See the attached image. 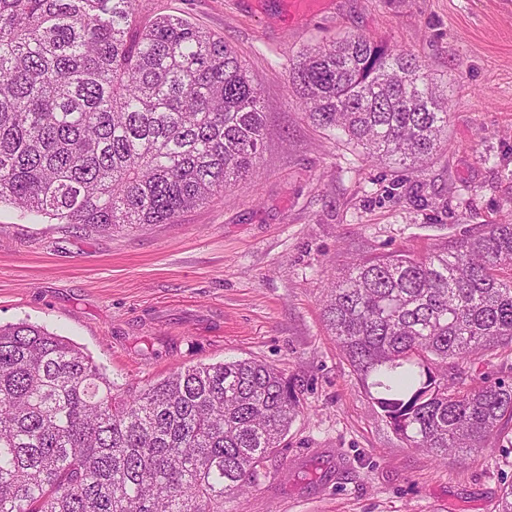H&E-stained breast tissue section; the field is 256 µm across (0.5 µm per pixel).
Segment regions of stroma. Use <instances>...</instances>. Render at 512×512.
Returning <instances> with one entry per match:
<instances>
[{"mask_svg": "<svg viewBox=\"0 0 512 512\" xmlns=\"http://www.w3.org/2000/svg\"><path fill=\"white\" fill-rule=\"evenodd\" d=\"M139 0L142 20L189 17L230 43L262 90L258 177L174 224L99 232L0 204V323L71 340L138 390L179 367L254 358L301 413L265 479L224 512H498L512 425L467 458L407 445L355 378L322 316L354 258L423 255L512 223V0ZM364 34L426 65L452 107L418 171L366 160L309 117L289 71L310 48ZM468 383L512 379V345L473 355Z\"/></svg>", "mask_w": 512, "mask_h": 512, "instance_id": "stroma-1", "label": "stroma"}]
</instances>
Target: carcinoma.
<instances>
[{
  "label": "carcinoma",
  "mask_w": 512,
  "mask_h": 512,
  "mask_svg": "<svg viewBox=\"0 0 512 512\" xmlns=\"http://www.w3.org/2000/svg\"><path fill=\"white\" fill-rule=\"evenodd\" d=\"M138 0H0V203L102 231L173 224L261 173V92L224 37ZM309 117L406 170L445 142L448 98L412 54L362 35L289 71ZM323 318L393 431L440 460L512 421V382L463 365L512 344V223L424 257L359 258ZM300 413L252 358L125 393L81 347L0 325V512H224L266 475Z\"/></svg>",
  "instance_id": "carcinoma-1"
}]
</instances>
